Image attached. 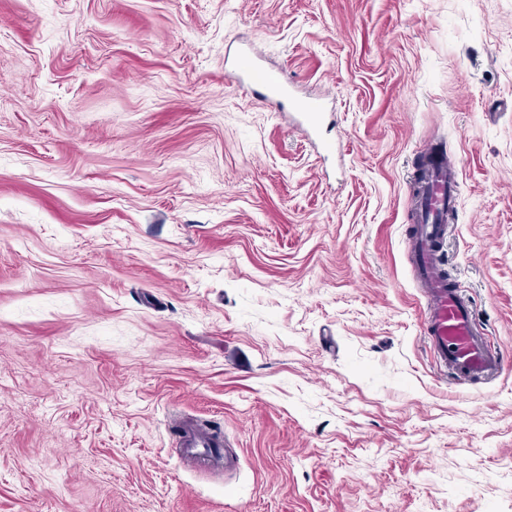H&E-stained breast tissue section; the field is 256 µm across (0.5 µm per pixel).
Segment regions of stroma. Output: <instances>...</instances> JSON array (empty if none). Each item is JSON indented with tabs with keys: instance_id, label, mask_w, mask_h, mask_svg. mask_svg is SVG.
Here are the masks:
<instances>
[{
	"instance_id": "1",
	"label": "stroma",
	"mask_w": 512,
	"mask_h": 512,
	"mask_svg": "<svg viewBox=\"0 0 512 512\" xmlns=\"http://www.w3.org/2000/svg\"><path fill=\"white\" fill-rule=\"evenodd\" d=\"M430 148L512 353V0H0V512H512V368L455 380L423 332ZM239 74L245 75L250 85L261 86L271 95L288 98L296 111L304 115L309 127L317 125L320 117L317 106L312 102L295 99L290 93L288 80L261 67L249 51L241 53L232 77L238 79ZM219 439H215L214 436ZM219 432L210 430L204 423L186 422L179 427V440L177 445L184 448L188 455L196 458L203 466L220 463L224 460V468H228L231 461L222 448ZM217 448V449H216Z\"/></svg>"
}]
</instances>
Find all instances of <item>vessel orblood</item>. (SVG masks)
Instances as JSON below:
<instances>
[{
	"mask_svg": "<svg viewBox=\"0 0 512 512\" xmlns=\"http://www.w3.org/2000/svg\"><path fill=\"white\" fill-rule=\"evenodd\" d=\"M237 71L249 84L269 94L290 97L286 79L261 67L250 52H242ZM458 162L448 155L432 164L417 196L418 223L415 227L417 269L426 299L424 334L445 368L460 380L488 377L503 371L506 362L500 348L477 329V317L469 300L449 287L438 270L437 244L446 233L445 222L457 204ZM178 445L201 465L226 460L227 453L213 430L202 423L187 422L179 428Z\"/></svg>",
	"mask_w": 512,
	"mask_h": 512,
	"instance_id": "b4317fda",
	"label": "vessel or blood"
}]
</instances>
